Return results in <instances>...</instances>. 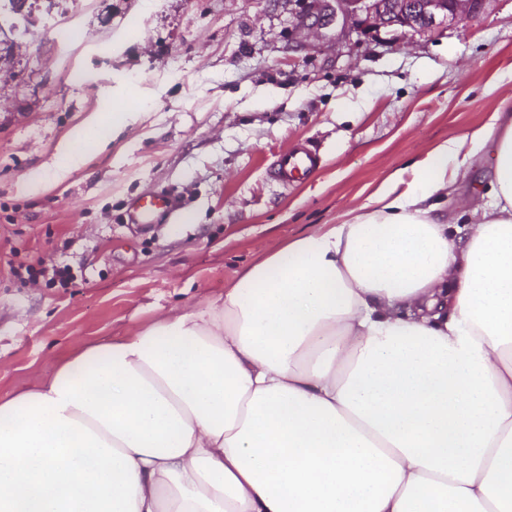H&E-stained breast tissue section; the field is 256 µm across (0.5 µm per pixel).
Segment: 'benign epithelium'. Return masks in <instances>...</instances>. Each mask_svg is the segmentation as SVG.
<instances>
[{
	"label": "benign epithelium",
	"instance_id": "obj_1",
	"mask_svg": "<svg viewBox=\"0 0 512 512\" xmlns=\"http://www.w3.org/2000/svg\"><path fill=\"white\" fill-rule=\"evenodd\" d=\"M492 0H327L318 22L342 26L375 38L386 31L400 38L435 35L487 12Z\"/></svg>",
	"mask_w": 512,
	"mask_h": 512
}]
</instances>
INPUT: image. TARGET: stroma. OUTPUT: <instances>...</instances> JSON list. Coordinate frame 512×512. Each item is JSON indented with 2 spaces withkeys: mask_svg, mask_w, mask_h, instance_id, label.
I'll return each mask as SVG.
<instances>
[{
  "mask_svg": "<svg viewBox=\"0 0 512 512\" xmlns=\"http://www.w3.org/2000/svg\"><path fill=\"white\" fill-rule=\"evenodd\" d=\"M322 0H26L0 11V398L80 344L203 307L290 239L338 224L388 175L512 111V0L443 35L360 39ZM75 32L57 40L58 25ZM104 141L64 177L73 132ZM306 144L317 169L273 180ZM38 185H30L32 177ZM485 157L441 203L482 205ZM170 224H130L146 192ZM68 267L69 288L17 268Z\"/></svg>",
  "mask_w": 512,
  "mask_h": 512,
  "instance_id": "1",
  "label": "stroma"
}]
</instances>
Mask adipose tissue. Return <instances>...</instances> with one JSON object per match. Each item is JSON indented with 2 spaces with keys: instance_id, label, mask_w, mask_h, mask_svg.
I'll use <instances>...</instances> for the list:
<instances>
[{
  "instance_id": "adipose-tissue-1",
  "label": "adipose tissue",
  "mask_w": 512,
  "mask_h": 512,
  "mask_svg": "<svg viewBox=\"0 0 512 512\" xmlns=\"http://www.w3.org/2000/svg\"><path fill=\"white\" fill-rule=\"evenodd\" d=\"M0 512H512V113L0 399ZM495 146L496 141L490 139L485 153L482 156L471 159L460 170L457 192L448 195V199L440 201L442 212L446 215L448 214V219L462 213L463 210L482 205L484 200L481 195L489 179L486 160L493 152Z\"/></svg>"
}]
</instances>
